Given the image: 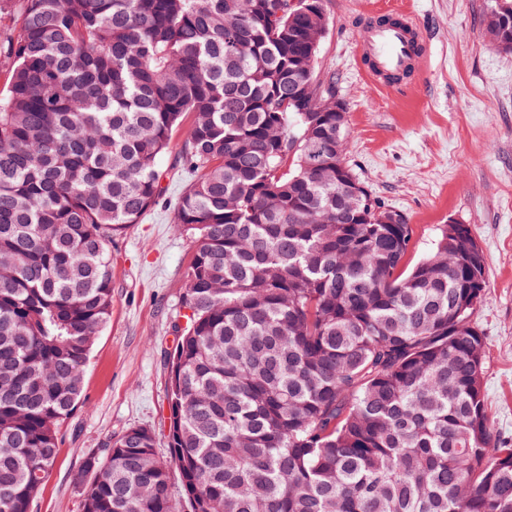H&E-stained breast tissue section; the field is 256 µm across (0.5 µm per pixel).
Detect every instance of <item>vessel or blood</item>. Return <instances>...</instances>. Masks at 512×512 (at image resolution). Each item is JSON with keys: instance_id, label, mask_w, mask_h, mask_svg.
<instances>
[{"instance_id": "obj_1", "label": "vessel or blood", "mask_w": 512, "mask_h": 512, "mask_svg": "<svg viewBox=\"0 0 512 512\" xmlns=\"http://www.w3.org/2000/svg\"><path fill=\"white\" fill-rule=\"evenodd\" d=\"M395 23H379L377 16H369L358 29L362 57L368 65L364 69L367 79L382 89L393 88L394 77L409 67L425 70L429 52L424 34L411 12L395 11Z\"/></svg>"}]
</instances>
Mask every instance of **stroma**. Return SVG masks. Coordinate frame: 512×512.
Returning <instances> with one entry per match:
<instances>
[{
  "label": "stroma",
  "mask_w": 512,
  "mask_h": 512,
  "mask_svg": "<svg viewBox=\"0 0 512 512\" xmlns=\"http://www.w3.org/2000/svg\"><path fill=\"white\" fill-rule=\"evenodd\" d=\"M330 26L318 58L346 105V161L373 195L406 215L411 261L448 221L479 242L486 287L473 319L486 342L484 390L498 431L512 438V51L486 40L491 0H324ZM408 8L430 38L426 73L392 93L359 64L356 27L367 11ZM163 194L112 241V317L85 370L80 404L61 429L59 456L32 512H79L71 473L133 426L150 428L167 457V355L182 325L194 242L173 223L186 189L172 155L159 161Z\"/></svg>",
  "instance_id": "obj_1"
}]
</instances>
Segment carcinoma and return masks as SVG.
Masks as SVG:
<instances>
[{
    "label": "carcinoma",
    "mask_w": 512,
    "mask_h": 512,
    "mask_svg": "<svg viewBox=\"0 0 512 512\" xmlns=\"http://www.w3.org/2000/svg\"><path fill=\"white\" fill-rule=\"evenodd\" d=\"M512 0L485 34L512 50ZM0 512H30L112 315L113 237L196 176L169 459L127 429L73 474L80 512H512V442L443 226L344 204L323 0H0ZM177 475L182 501L170 494Z\"/></svg>",
    "instance_id": "obj_1"
}]
</instances>
